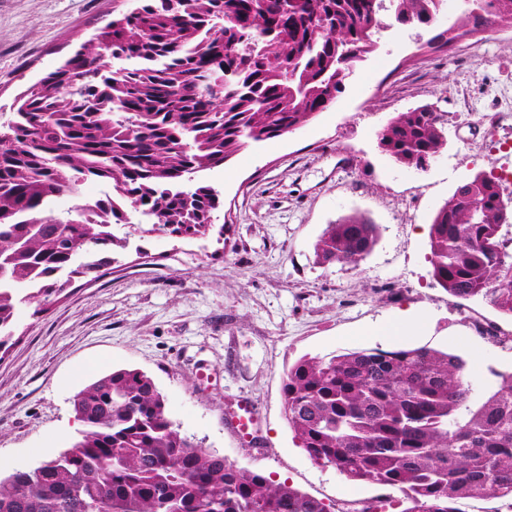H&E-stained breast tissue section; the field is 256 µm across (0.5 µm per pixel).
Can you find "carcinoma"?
<instances>
[{"label": "carcinoma", "instance_id": "cac0c4a2", "mask_svg": "<svg viewBox=\"0 0 512 512\" xmlns=\"http://www.w3.org/2000/svg\"><path fill=\"white\" fill-rule=\"evenodd\" d=\"M15 99L0 123V360L19 305L44 310L76 277H101L140 224L204 239L221 207L195 174L280 137L324 111L387 20L430 25L446 0H140ZM428 46L512 21V0H461ZM129 66L112 69V61ZM396 163L427 169L446 145L428 105L378 133ZM110 182L97 219L46 214L79 183ZM512 220L501 178L478 171L437 210L428 262L448 294L512 316ZM378 241L361 216L329 224L318 263L353 267ZM481 402L458 355L428 346L304 356L283 380L285 417L301 448L348 479L399 490L400 512H460L462 499L512 497V371ZM80 437L36 466L0 477V512H331L324 502L229 464L181 435L164 395L135 368L82 388Z\"/></svg>", "mask_w": 512, "mask_h": 512}]
</instances>
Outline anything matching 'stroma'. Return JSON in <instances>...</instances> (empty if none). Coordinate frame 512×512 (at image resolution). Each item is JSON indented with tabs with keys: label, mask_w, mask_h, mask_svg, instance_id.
<instances>
[{
	"label": "stroma",
	"mask_w": 512,
	"mask_h": 512,
	"mask_svg": "<svg viewBox=\"0 0 512 512\" xmlns=\"http://www.w3.org/2000/svg\"><path fill=\"white\" fill-rule=\"evenodd\" d=\"M138 0H0V122L15 98ZM448 26L399 25L358 64L324 112L297 130L238 151L206 181L221 194V237L156 233L118 251L98 280L75 279L34 314L18 308L17 341L0 359V458L37 465L69 446L79 424L75 369L147 373L180 433L236 465L344 512L400 500L398 490L314 464L283 409L285 371L303 356L429 346L460 355L482 399L512 370V317L452 297L432 276L429 227L477 171H512V28L435 52ZM428 104L447 143L427 171L383 154L377 133L397 112ZM360 215L379 228L358 266L317 263L327 225ZM414 319L403 336L378 327ZM260 420L250 444L227 422L238 399Z\"/></svg>",
	"instance_id": "1"
}]
</instances>
